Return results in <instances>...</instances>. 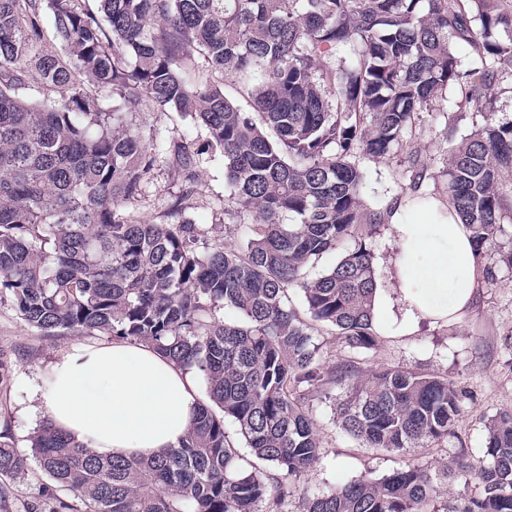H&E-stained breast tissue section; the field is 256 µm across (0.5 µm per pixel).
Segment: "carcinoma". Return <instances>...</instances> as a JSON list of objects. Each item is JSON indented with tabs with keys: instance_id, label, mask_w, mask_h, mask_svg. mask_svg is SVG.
Returning <instances> with one entry per match:
<instances>
[{
	"instance_id": "carcinoma-1",
	"label": "carcinoma",
	"mask_w": 512,
	"mask_h": 512,
	"mask_svg": "<svg viewBox=\"0 0 512 512\" xmlns=\"http://www.w3.org/2000/svg\"><path fill=\"white\" fill-rule=\"evenodd\" d=\"M99 2L0 0V294L48 335L151 346L202 373L209 402L179 447L151 460L102 458L46 419L29 457L0 440V479H23L33 462L85 512H287L294 498L301 512H512V410L489 420L482 457L438 478L405 460L328 491L297 484L321 459L312 400L336 385L338 426L369 448L455 435L465 388L401 367L361 380L350 359L327 366L316 337L375 346L373 257L358 231L396 204L365 207L358 158L404 149L443 91L485 114L448 150V205L481 252L512 218V122L495 119L491 97L512 77V0ZM143 105L207 140L143 130L132 120ZM217 150L224 218L259 213L242 246L207 241L187 215ZM406 159L424 198L427 166ZM161 162L181 191L146 222L133 204ZM221 306L240 320L218 317ZM227 419L274 472L240 452Z\"/></svg>"
}]
</instances>
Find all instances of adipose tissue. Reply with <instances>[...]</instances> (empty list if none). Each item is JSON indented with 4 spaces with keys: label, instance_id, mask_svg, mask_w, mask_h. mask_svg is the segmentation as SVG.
<instances>
[{
    "label": "adipose tissue",
    "instance_id": "adipose-tissue-1",
    "mask_svg": "<svg viewBox=\"0 0 512 512\" xmlns=\"http://www.w3.org/2000/svg\"><path fill=\"white\" fill-rule=\"evenodd\" d=\"M394 254L373 293L380 336H410L421 323L461 321L485 286L472 233L439 199L407 200L388 224ZM45 408L54 424L103 457H150L177 447L199 410L192 374L145 344H81L52 367Z\"/></svg>",
    "mask_w": 512,
    "mask_h": 512
}]
</instances>
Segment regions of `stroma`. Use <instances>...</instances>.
<instances>
[{"mask_svg": "<svg viewBox=\"0 0 512 512\" xmlns=\"http://www.w3.org/2000/svg\"><path fill=\"white\" fill-rule=\"evenodd\" d=\"M461 94L452 88L443 92L435 111L420 113L411 148L428 166L424 190L444 197L445 180L440 172L449 144L460 142L483 123L480 113L461 108ZM366 172L362 200L366 207H385L402 189L410 174L402 156L386 159L361 157ZM181 180L168 165L157 167L142 188L136 212L147 222L158 220ZM224 195V158L207 155L200 168L197 192L190 216L203 229L217 227L219 200ZM497 280L483 289L472 312L460 323L445 327H421L404 337L378 338L375 348L348 352L335 337H327L323 356L333 363L352 356L361 375L400 366L417 372L435 373L464 385L472 393L456 424V434L441 446L415 448V463L438 470L450 459L469 463L481 457L485 424L503 409H512V270L498 266ZM78 335L49 336L29 326L10 299H0V359L7 361L10 377L0 384V433L13 441L20 453L30 451L29 436L46 413L44 396L57 356L81 343ZM341 389L315 404L323 457L301 477L302 486L327 491L339 482L363 475L379 478L400 464L398 454L363 447L335 423V407ZM49 480L37 467H30L20 482H7L0 496V512H49L45 495Z\"/></svg>", "mask_w": 512, "mask_h": 512, "instance_id": "obj_1", "label": "stroma"}]
</instances>
